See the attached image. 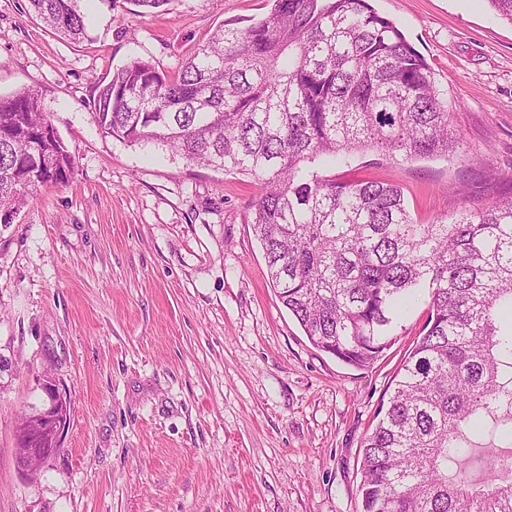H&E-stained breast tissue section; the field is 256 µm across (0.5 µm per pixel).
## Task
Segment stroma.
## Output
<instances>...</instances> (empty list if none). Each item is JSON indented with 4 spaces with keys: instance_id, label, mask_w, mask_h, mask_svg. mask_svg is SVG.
Masks as SVG:
<instances>
[{
    "instance_id": "stroma-1",
    "label": "stroma",
    "mask_w": 512,
    "mask_h": 512,
    "mask_svg": "<svg viewBox=\"0 0 512 512\" xmlns=\"http://www.w3.org/2000/svg\"><path fill=\"white\" fill-rule=\"evenodd\" d=\"M426 58L463 151L354 154L338 178L399 184L420 224L512 195V24L488 0H372ZM0 0V95L38 89L75 154L0 234V512H361L365 438L426 318L403 313L374 364L313 346L268 280L251 176L103 136L94 84L135 59L172 72L220 24L269 0H81L73 43ZM484 165L471 170L469 157ZM470 180L468 197L450 183ZM71 401L61 450L15 462L44 380Z\"/></svg>"
}]
</instances>
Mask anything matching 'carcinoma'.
<instances>
[{
    "label": "carcinoma",
    "mask_w": 512,
    "mask_h": 512,
    "mask_svg": "<svg viewBox=\"0 0 512 512\" xmlns=\"http://www.w3.org/2000/svg\"><path fill=\"white\" fill-rule=\"evenodd\" d=\"M62 38L88 37L79 0H28ZM105 137L260 184L251 224L279 300L313 346L357 367L390 345L399 310L427 318L388 405L365 439L363 512H512L507 483L467 475L478 451L512 441V196L418 224L401 188L343 181L329 166L372 151L447 156L460 141L424 56L370 0H273L246 26L227 21L177 71L135 59L95 85ZM44 136L54 173L32 161ZM74 154L39 91L0 96V209L61 184Z\"/></svg>",
    "instance_id": "1"
}]
</instances>
